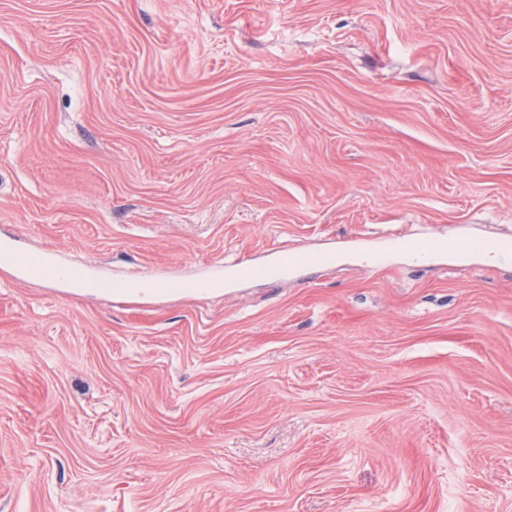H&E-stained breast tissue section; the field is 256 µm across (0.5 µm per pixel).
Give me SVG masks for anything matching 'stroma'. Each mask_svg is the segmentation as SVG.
Instances as JSON below:
<instances>
[{
	"label": "stroma",
	"mask_w": 512,
	"mask_h": 512,
	"mask_svg": "<svg viewBox=\"0 0 512 512\" xmlns=\"http://www.w3.org/2000/svg\"><path fill=\"white\" fill-rule=\"evenodd\" d=\"M1 241L0 512H512V0H0ZM1 257L25 275L45 283H58L70 279L69 270L43 252L0 247ZM211 281L214 280H201V281H167L162 279H154L149 283H143L139 281H115L109 285L111 291L115 294L132 299L138 296L145 288L157 289V288H195L197 290H203V288H209ZM113 288V289H112Z\"/></svg>",
	"instance_id": "1"
}]
</instances>
